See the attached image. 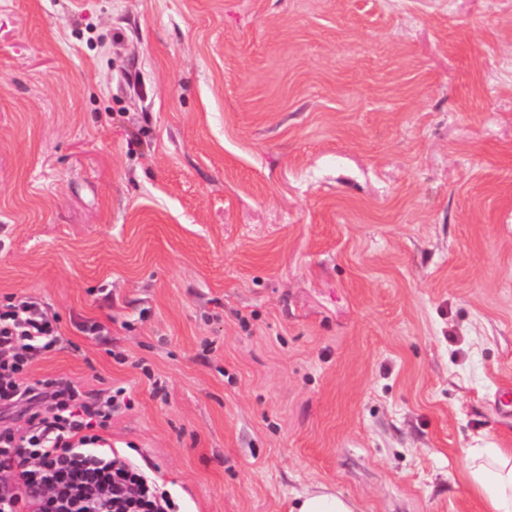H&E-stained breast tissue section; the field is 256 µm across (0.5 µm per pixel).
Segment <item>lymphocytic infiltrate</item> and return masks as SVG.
Wrapping results in <instances>:
<instances>
[{
    "instance_id": "obj_1",
    "label": "lymphocytic infiltrate",
    "mask_w": 512,
    "mask_h": 512,
    "mask_svg": "<svg viewBox=\"0 0 512 512\" xmlns=\"http://www.w3.org/2000/svg\"><path fill=\"white\" fill-rule=\"evenodd\" d=\"M62 340L56 318L34 302L0 304V512H178L138 467L99 447L112 412L131 404L124 389L88 400L68 378L32 379L38 358Z\"/></svg>"
}]
</instances>
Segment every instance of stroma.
<instances>
[{"mask_svg": "<svg viewBox=\"0 0 512 512\" xmlns=\"http://www.w3.org/2000/svg\"><path fill=\"white\" fill-rule=\"evenodd\" d=\"M181 512H484L512 448V0H0V302ZM96 332H88V325ZM466 470L486 512H512V448H468ZM290 512H357L356 503L327 486L321 485L297 496Z\"/></svg>", "mask_w": 512, "mask_h": 512, "instance_id": "obj_1", "label": "stroma"}]
</instances>
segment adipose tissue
<instances>
[{"label": "adipose tissue", "mask_w": 512, "mask_h": 512, "mask_svg": "<svg viewBox=\"0 0 512 512\" xmlns=\"http://www.w3.org/2000/svg\"><path fill=\"white\" fill-rule=\"evenodd\" d=\"M466 470L486 512H512V448L492 445L468 449ZM356 503L327 486L298 495L291 512H357Z\"/></svg>", "instance_id": "1"}]
</instances>
